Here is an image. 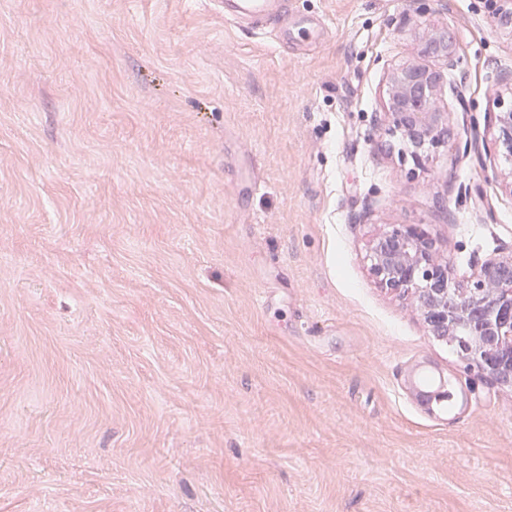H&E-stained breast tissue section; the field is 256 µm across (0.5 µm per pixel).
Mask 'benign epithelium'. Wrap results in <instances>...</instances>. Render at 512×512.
Instances as JSON below:
<instances>
[{"label": "benign epithelium", "mask_w": 512, "mask_h": 512, "mask_svg": "<svg viewBox=\"0 0 512 512\" xmlns=\"http://www.w3.org/2000/svg\"><path fill=\"white\" fill-rule=\"evenodd\" d=\"M421 53L448 71L458 64L447 34L439 29L428 32ZM440 76V70L420 62L396 65L388 74L389 131L400 133L418 162L447 133ZM492 96L497 112L483 149L512 161V96L498 90ZM370 261L381 287L412 297L433 336L455 344L468 366L512 386V252L490 256L459 277L419 225L393 224L373 240Z\"/></svg>", "instance_id": "1"}]
</instances>
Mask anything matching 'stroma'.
<instances>
[{
	"label": "stroma",
	"mask_w": 512,
	"mask_h": 512,
	"mask_svg": "<svg viewBox=\"0 0 512 512\" xmlns=\"http://www.w3.org/2000/svg\"><path fill=\"white\" fill-rule=\"evenodd\" d=\"M287 3L315 45L209 0H0V512H512V386L369 261L393 224L460 276L512 249L481 145L512 0ZM436 27L417 162L383 103ZM421 53L436 59L448 72L454 70L458 64L454 49L448 43L447 34L439 29L428 32Z\"/></svg>",
	"instance_id": "stroma-1"
}]
</instances>
